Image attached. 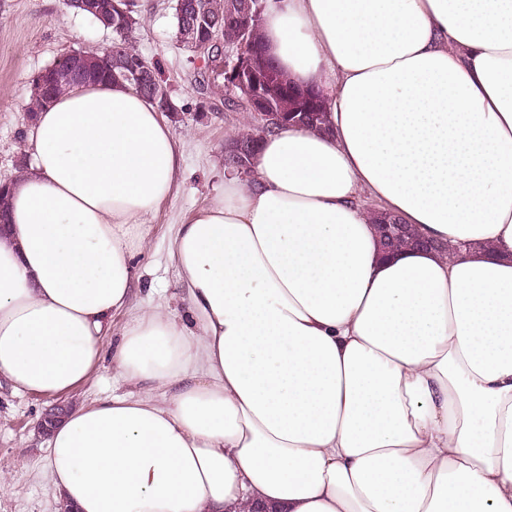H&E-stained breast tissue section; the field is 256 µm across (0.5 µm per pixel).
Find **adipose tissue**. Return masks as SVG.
I'll list each match as a JSON object with an SVG mask.
<instances>
[{
	"mask_svg": "<svg viewBox=\"0 0 512 512\" xmlns=\"http://www.w3.org/2000/svg\"><path fill=\"white\" fill-rule=\"evenodd\" d=\"M327 131L263 136L132 309L181 151L127 83L38 112L0 227V380L129 394L53 428L73 512H512V0H267ZM431 241L383 257L372 212ZM129 318L113 331L112 318Z\"/></svg>",
	"mask_w": 512,
	"mask_h": 512,
	"instance_id": "obj_1",
	"label": "adipose tissue"
}]
</instances>
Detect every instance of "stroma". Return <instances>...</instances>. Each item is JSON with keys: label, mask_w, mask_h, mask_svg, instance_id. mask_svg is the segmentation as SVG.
Listing matches in <instances>:
<instances>
[{"label": "stroma", "mask_w": 512, "mask_h": 512, "mask_svg": "<svg viewBox=\"0 0 512 512\" xmlns=\"http://www.w3.org/2000/svg\"><path fill=\"white\" fill-rule=\"evenodd\" d=\"M176 0H134L138 23L132 41L142 56L162 70L178 111L172 129L183 155L173 193L152 220L147 251L139 260L134 307L167 305L185 310L168 243L178 224L224 188V146L232 132L253 126L244 106L217 104L204 108L201 83L223 85L208 72L202 58L183 48L175 36ZM115 32L98 27L66 6L64 0H0V179L17 176L30 164L27 150L31 125L26 104L31 79L39 71L75 51L117 41ZM111 360L68 402L89 405L99 398L125 393ZM53 399L17 395L0 389V512H61L45 476L47 437L39 423Z\"/></svg>", "instance_id": "obj_1"}]
</instances>
